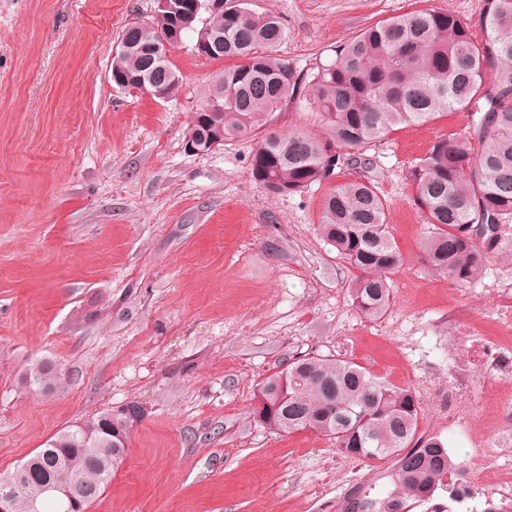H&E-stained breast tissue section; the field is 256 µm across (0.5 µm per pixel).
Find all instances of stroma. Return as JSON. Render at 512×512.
<instances>
[{
    "mask_svg": "<svg viewBox=\"0 0 512 512\" xmlns=\"http://www.w3.org/2000/svg\"><path fill=\"white\" fill-rule=\"evenodd\" d=\"M283 18L281 46L307 70L365 24L443 8L477 26L483 0H255ZM154 0H0V472L59 430L127 402L147 414L90 512H341L382 498L391 479L317 432L269 430L253 417L259 383L289 360L334 355L388 382L432 390L419 431L446 442L469 476V507L499 496L477 447L512 431L493 398L512 393V253L490 255L461 286L423 262L425 224L410 162L459 113L401 127L368 167L279 196L254 181L255 140L189 153L185 131L227 65L173 49L169 100L116 86L112 52ZM371 181L388 204L403 263L393 300L361 315L352 271L319 230L322 198ZM41 360L62 384L23 386Z\"/></svg>",
    "mask_w": 512,
    "mask_h": 512,
    "instance_id": "obj_1",
    "label": "stroma"
}]
</instances>
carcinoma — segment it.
I'll use <instances>...</instances> for the list:
<instances>
[{
    "label": "carcinoma",
    "instance_id": "carcinoma-1",
    "mask_svg": "<svg viewBox=\"0 0 512 512\" xmlns=\"http://www.w3.org/2000/svg\"><path fill=\"white\" fill-rule=\"evenodd\" d=\"M172 25L158 12L120 34L131 44L118 58L123 70L156 83L171 98L180 77L168 56L151 55ZM476 41L470 27L446 9L418 8L377 21L331 49L332 56L302 73L279 54L288 30L281 17L259 12L253 0H224V14L190 32L210 44L211 57L230 59L212 96L224 99V118L196 112L187 131L224 142L261 135L251 174L276 195L320 185L337 168L370 164L372 143L401 125L423 124L450 112L466 113L458 132L437 137L408 166V179L427 231L423 262L462 286L479 280L488 255L501 248L512 219V0H484ZM295 104L319 118L321 132L271 129L275 113ZM388 204L373 183L347 179L322 200L318 229L355 270L348 285L354 308L381 316L392 298L390 275L403 262L388 223ZM41 361L24 378L47 391L60 382ZM419 397L366 367L335 356L296 359L259 383L254 417L280 432L315 431L351 457L393 468L394 490L378 499L362 494L364 512H459L470 498L463 463L437 436H424ZM112 435L111 408L58 431L39 457H30L21 482L0 474V495L11 512H32L40 488L69 482L88 508L125 460L130 432Z\"/></svg>",
    "mask_w": 512,
    "mask_h": 512
}]
</instances>
